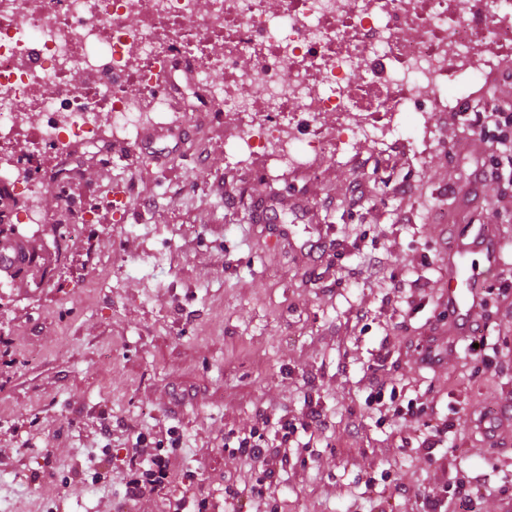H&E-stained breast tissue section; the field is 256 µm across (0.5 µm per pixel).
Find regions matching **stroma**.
Segmentation results:
<instances>
[{
  "instance_id": "obj_1",
  "label": "stroma",
  "mask_w": 512,
  "mask_h": 512,
  "mask_svg": "<svg viewBox=\"0 0 512 512\" xmlns=\"http://www.w3.org/2000/svg\"><path fill=\"white\" fill-rule=\"evenodd\" d=\"M474 91L476 111L512 112V55ZM242 134L206 112L180 132L145 124L128 143L102 127L107 154L69 181L93 223L53 247L49 188V223H0V241L22 237L36 257L0 288V512H171L169 500L194 496L210 512H252L244 487L259 463L225 450V435L313 404L328 426L296 433L271 512H404L460 484L478 512H500L512 497V321L477 311L487 345L474 358L435 308L469 224L494 227L499 251L496 269L481 250L469 266L512 286V192L482 185L491 159L470 122L408 112L400 140L319 156L312 171L229 164L224 148ZM360 156L374 169L357 174ZM398 288L418 305L404 320ZM373 365L453 421L451 450L427 453L403 421L376 425ZM138 431L172 449L168 500L125 495Z\"/></svg>"
}]
</instances>
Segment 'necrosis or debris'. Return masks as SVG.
<instances>
[{
  "label": "necrosis or debris",
  "instance_id": "1",
  "mask_svg": "<svg viewBox=\"0 0 512 512\" xmlns=\"http://www.w3.org/2000/svg\"><path fill=\"white\" fill-rule=\"evenodd\" d=\"M208 3L0 0V192L25 202L0 216L47 223L40 193L78 166L71 144L97 146L104 124L118 136L149 112H220L246 126L233 158L270 150L307 166L398 129L420 91L429 112L472 111L471 88L512 54V0H280L274 12L267 0ZM213 43L224 46L220 86L208 81ZM247 54L262 78L241 65ZM330 112L332 139L316 125ZM20 140L31 152L9 154ZM47 150L55 161L44 166Z\"/></svg>",
  "mask_w": 512,
  "mask_h": 512
}]
</instances>
